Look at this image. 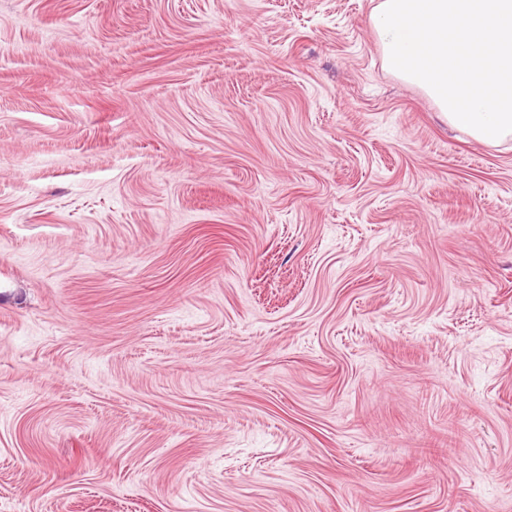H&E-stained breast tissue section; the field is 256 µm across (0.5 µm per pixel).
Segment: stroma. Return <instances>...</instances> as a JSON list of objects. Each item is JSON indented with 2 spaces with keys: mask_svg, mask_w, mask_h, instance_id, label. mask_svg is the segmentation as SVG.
Wrapping results in <instances>:
<instances>
[{
  "mask_svg": "<svg viewBox=\"0 0 512 512\" xmlns=\"http://www.w3.org/2000/svg\"><path fill=\"white\" fill-rule=\"evenodd\" d=\"M377 0H0V512H512V140Z\"/></svg>",
  "mask_w": 512,
  "mask_h": 512,
  "instance_id": "35a3bbf8",
  "label": "stroma"
}]
</instances>
